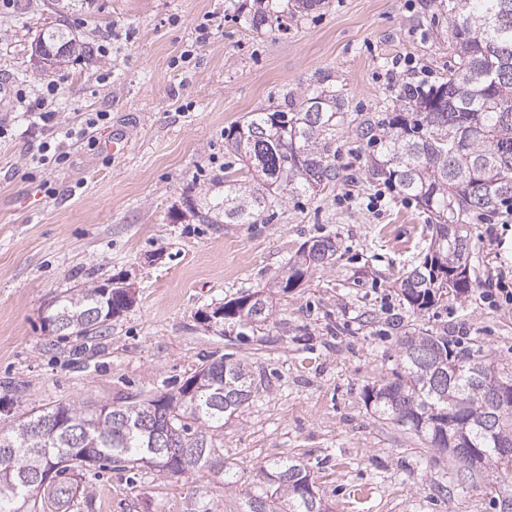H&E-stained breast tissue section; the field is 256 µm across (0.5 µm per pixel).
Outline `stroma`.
I'll return each instance as SVG.
<instances>
[{
  "instance_id": "stroma-1",
  "label": "stroma",
  "mask_w": 512,
  "mask_h": 512,
  "mask_svg": "<svg viewBox=\"0 0 512 512\" xmlns=\"http://www.w3.org/2000/svg\"><path fill=\"white\" fill-rule=\"evenodd\" d=\"M249 0H87L60 17L49 0L0 10V426L34 407L112 404L177 391L230 354L269 384L213 432L224 467L180 475L91 467L67 512H247L268 461L311 468L326 512H500L491 472L461 482L446 455L374 417L366 388L390 375L397 339L419 329L480 341L512 365V219L466 217L478 286L413 313L395 286L428 250L430 219L366 180L377 148L356 135L395 111V88L434 84L450 61L434 0H323L288 33L258 34ZM66 25L90 54L36 71L32 45ZM58 83L45 123L16 94ZM340 91L334 188L286 199L262 224H199L203 195L231 158L224 131L287 92ZM95 112L108 118L81 135ZM73 130L66 155L30 166L39 144ZM127 139L125 153L108 144ZM385 192L377 201V192ZM39 195L38 210L23 206ZM336 236L335 269L279 294L264 325L225 334L204 313L264 285L307 240ZM123 280L135 291L103 336L55 332L58 300Z\"/></svg>"
}]
</instances>
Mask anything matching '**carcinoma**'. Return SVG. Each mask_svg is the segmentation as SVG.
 <instances>
[{
	"mask_svg": "<svg viewBox=\"0 0 512 512\" xmlns=\"http://www.w3.org/2000/svg\"><path fill=\"white\" fill-rule=\"evenodd\" d=\"M251 26L261 30L277 21L273 0H256ZM448 4V39L454 63L448 74L428 89L404 84L396 94L399 111L378 124L366 119L357 134L379 146L380 158L368 168L369 179H384L413 198L428 213L432 236L424 261L397 278L398 290L413 312L422 314L450 296L474 287L468 259V236L457 232L462 217L479 212L492 216L512 202V0H439ZM321 0H287L284 11L298 18ZM39 39L49 48L76 41L72 32L45 29ZM288 111L253 112L224 131L226 150L242 167L225 166L218 182L224 194L186 206L200 224H263L265 214L287 197H300L330 187L338 172L332 138L327 136L343 106L342 95L312 91L288 93ZM284 264L269 285L246 290L221 306V324L258 326L272 312L270 290L283 293L307 275L336 267L337 244L331 236L308 240ZM103 288H87L58 301L50 316L63 335L96 337L105 326L90 324L85 314L100 307ZM398 363L391 374L366 389L365 406L383 421L394 423L448 454L458 475L471 478L478 469L465 465L462 453L478 450L481 468H493L505 487L502 512H512V396L492 402L485 389L486 372L512 386V367L486 354L477 341L466 344L446 332L424 330L397 341ZM202 369L219 381L195 400L164 394L153 400L120 401L105 408L83 401L59 402L32 409L0 428V453L9 455L12 470H0V502L33 500V509L64 506L80 496L85 467L109 461L116 467L148 457L153 431L122 430L115 419L136 409H154L153 427L182 446L214 448V428L224 425L257 397L262 380L244 363L230 357ZM58 414L53 432L40 429L41 418ZM53 463H64L55 482L40 495L30 494L23 477ZM206 458L175 461L173 474L199 470ZM262 480L248 498L247 512H321L322 500L309 492L315 480L308 465L283 458L260 467Z\"/></svg>",
	"mask_w": 512,
	"mask_h": 512,
	"instance_id": "carcinoma-1",
	"label": "carcinoma"
}]
</instances>
